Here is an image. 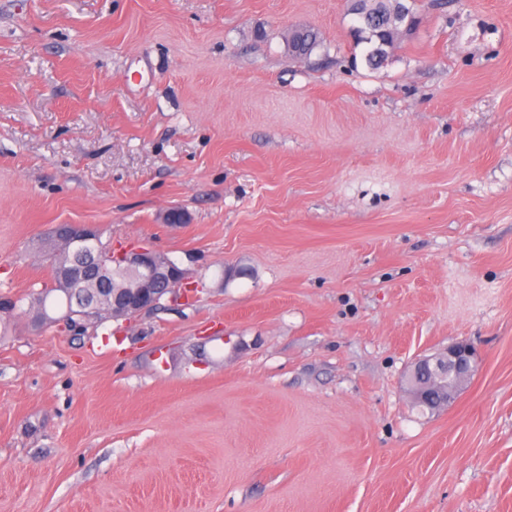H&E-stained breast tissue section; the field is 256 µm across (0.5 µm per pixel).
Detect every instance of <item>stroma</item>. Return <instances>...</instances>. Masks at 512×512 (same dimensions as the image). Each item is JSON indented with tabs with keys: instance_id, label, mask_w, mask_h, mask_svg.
Segmentation results:
<instances>
[{
	"instance_id": "obj_1",
	"label": "stroma",
	"mask_w": 512,
	"mask_h": 512,
	"mask_svg": "<svg viewBox=\"0 0 512 512\" xmlns=\"http://www.w3.org/2000/svg\"><path fill=\"white\" fill-rule=\"evenodd\" d=\"M416 13L374 69L348 0H0V300L57 224L198 286L0 314V512H512V0ZM317 36L310 30L306 29L295 35L291 34L288 47L292 54L296 57H306L317 45ZM474 365H476L475 349L471 343L462 340L449 345L448 349L437 358L425 357L419 359L414 363L412 368L413 373L417 375L420 373L436 375L437 373L442 372V378H436L439 383V394L444 395L446 392L447 382L449 404L459 393L462 384L474 375H472L474 372ZM448 375L452 377V380L448 381V379L443 378L448 377ZM410 383L411 388L409 386L408 387L411 394L412 406L421 413H425L426 411L433 413L442 407L448 406V404L444 405L446 403L438 404L435 400H418L416 395L421 399L428 397L430 387L425 385L417 387L415 395L417 383L412 376Z\"/></svg>"
}]
</instances>
